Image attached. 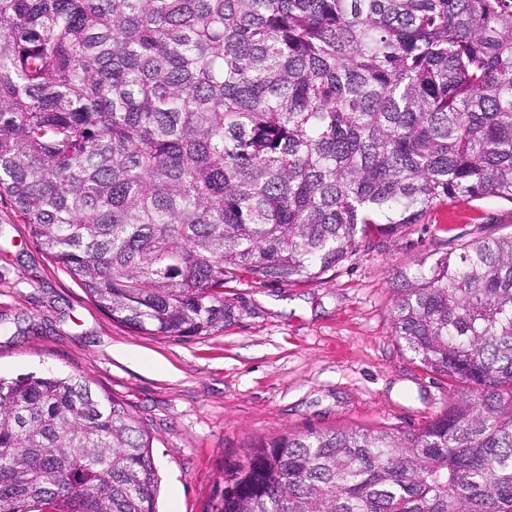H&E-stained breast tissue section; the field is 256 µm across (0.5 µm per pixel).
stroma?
I'll use <instances>...</instances> for the list:
<instances>
[{
	"mask_svg": "<svg viewBox=\"0 0 512 512\" xmlns=\"http://www.w3.org/2000/svg\"><path fill=\"white\" fill-rule=\"evenodd\" d=\"M512 235V205L448 202L310 283L228 282L223 332L188 341L112 322L42 251L0 197V376L90 378L150 437L157 512H212L224 466L281 434L423 429L457 391L400 347L390 320L395 270L458 239Z\"/></svg>",
	"mask_w": 512,
	"mask_h": 512,
	"instance_id": "stroma-1",
	"label": "stroma"
}]
</instances>
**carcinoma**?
I'll list each match as a JSON object with an SVG mask.
<instances>
[{"mask_svg":"<svg viewBox=\"0 0 512 512\" xmlns=\"http://www.w3.org/2000/svg\"><path fill=\"white\" fill-rule=\"evenodd\" d=\"M3 195L112 321L211 336L242 272L314 282L434 204L512 203V0H0ZM390 291L448 411L261 441L213 512H512V235ZM157 490L125 403L0 378V512H156Z\"/></svg>","mask_w":512,"mask_h":512,"instance_id":"1","label":"carcinoma"}]
</instances>
